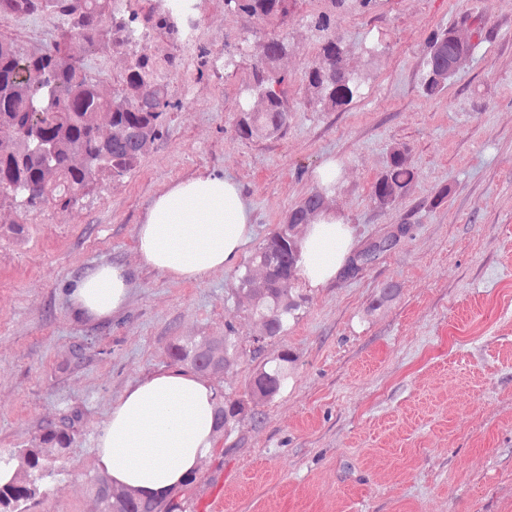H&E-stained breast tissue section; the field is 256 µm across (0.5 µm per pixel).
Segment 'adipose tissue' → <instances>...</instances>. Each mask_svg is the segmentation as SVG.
I'll use <instances>...</instances> for the list:
<instances>
[{"label":"adipose tissue","mask_w":512,"mask_h":512,"mask_svg":"<svg viewBox=\"0 0 512 512\" xmlns=\"http://www.w3.org/2000/svg\"><path fill=\"white\" fill-rule=\"evenodd\" d=\"M250 233L237 185L210 173L158 196L137 235L150 266L194 279L236 262ZM347 224L335 216L312 224L303 245L301 275L311 286L333 279L351 248ZM124 270L101 265L76 279L70 299L87 318L112 316L127 293ZM215 393L183 371L154 374L130 389L98 436L99 467L113 483L153 496L179 488L198 459L215 446Z\"/></svg>","instance_id":"1"}]
</instances>
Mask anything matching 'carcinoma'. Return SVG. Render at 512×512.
Segmentation results:
<instances>
[{
	"instance_id": "obj_1",
	"label": "carcinoma",
	"mask_w": 512,
	"mask_h": 512,
	"mask_svg": "<svg viewBox=\"0 0 512 512\" xmlns=\"http://www.w3.org/2000/svg\"><path fill=\"white\" fill-rule=\"evenodd\" d=\"M135 0H0V14L48 15L61 21L53 44L38 52H25L10 38L0 37V208L23 213L45 204L67 208L85 196L98 182L119 180L140 165L141 159L162 135L170 107L168 83L143 53L129 66L121 88L104 95L81 60L68 50L79 38L88 49L102 39L121 48L143 37L145 22L168 33L195 29L204 0H158L150 14L140 16ZM297 0H224L227 13H244L257 19L288 17ZM374 0H331L338 11L371 9ZM321 33L318 60L305 74L308 105L324 112L341 111L363 95L364 77L349 67L341 40L329 33L331 18L313 21ZM481 37L479 19L466 18L434 32L422 61L419 87L423 94L442 93L470 57ZM291 50L285 35L269 38L263 54L252 67V80L240 91L242 103L237 121L240 138H271L282 134L291 119L286 85L279 70ZM263 109L251 107L253 98ZM109 116V130L100 115ZM415 177L411 150L394 144L383 171L371 186V200L380 209L404 195ZM336 187L318 186L285 216L240 272L232 295L248 317L259 320L263 334L243 348L233 329L222 336H193L170 342L169 359L202 376L225 374L248 353L260 359L250 380L247 399L215 395V431L229 433L244 416L256 420L261 408L288 386L294 354L282 349L262 357L268 342L288 332L299 318L307 297L296 283L301 271L304 238L300 229L329 213L326 200ZM364 270L361 251L347 258L340 276L354 278ZM78 415L63 416L41 424L23 448L0 449V470L12 473L0 483V512H25L26 504L41 491L48 478L60 472L76 434ZM97 512H183L177 491L151 497L140 491L116 490L107 475L88 478Z\"/></svg>"
}]
</instances>
